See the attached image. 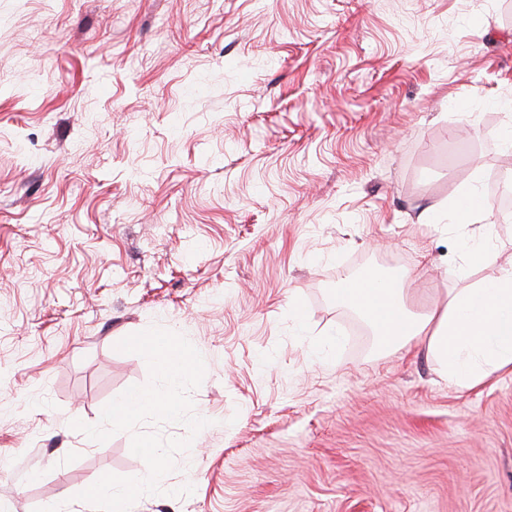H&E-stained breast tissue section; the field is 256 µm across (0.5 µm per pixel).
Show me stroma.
Masks as SVG:
<instances>
[{
  "mask_svg": "<svg viewBox=\"0 0 512 512\" xmlns=\"http://www.w3.org/2000/svg\"><path fill=\"white\" fill-rule=\"evenodd\" d=\"M507 99L512 0H0V512L144 474L70 423L148 381L116 345L154 325L205 351L208 424H142L193 442L129 512H512V375L459 390L333 297L512 260V214L425 221L512 187ZM484 210L479 189L473 183L448 204V218L459 224L471 223ZM462 257L465 265L477 267L491 261V253L486 246L476 238H469L461 243Z\"/></svg>",
  "mask_w": 512,
  "mask_h": 512,
  "instance_id": "35a3bbf8",
  "label": "stroma"
}]
</instances>
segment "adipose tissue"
Instances as JSON below:
<instances>
[{"label": "adipose tissue", "instance_id": "obj_1", "mask_svg": "<svg viewBox=\"0 0 512 512\" xmlns=\"http://www.w3.org/2000/svg\"><path fill=\"white\" fill-rule=\"evenodd\" d=\"M408 279L405 272L349 279L334 297L365 319L381 348L422 340L428 357L460 389L512 372V264L449 294L444 306L418 312L408 304Z\"/></svg>", "mask_w": 512, "mask_h": 512}]
</instances>
